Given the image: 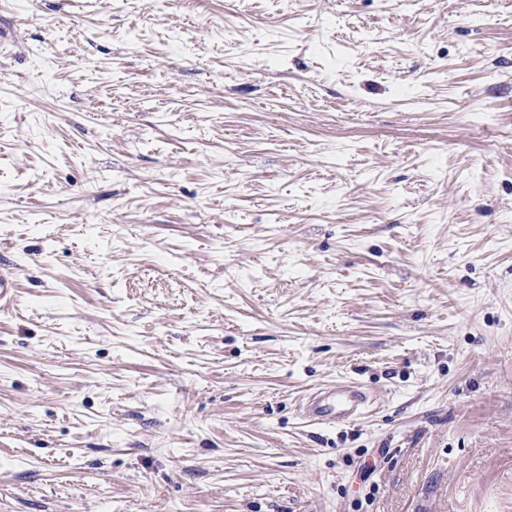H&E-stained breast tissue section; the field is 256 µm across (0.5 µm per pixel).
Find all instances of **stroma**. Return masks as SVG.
<instances>
[{"label": "stroma", "instance_id": "1", "mask_svg": "<svg viewBox=\"0 0 512 512\" xmlns=\"http://www.w3.org/2000/svg\"><path fill=\"white\" fill-rule=\"evenodd\" d=\"M1 271L0 512H512V0H0ZM370 391L356 383H337L310 395L303 414L317 424L349 423L356 421L369 407Z\"/></svg>", "mask_w": 512, "mask_h": 512}]
</instances>
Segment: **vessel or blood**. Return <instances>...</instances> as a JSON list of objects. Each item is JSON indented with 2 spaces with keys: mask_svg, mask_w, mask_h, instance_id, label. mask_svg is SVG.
<instances>
[{
  "mask_svg": "<svg viewBox=\"0 0 512 512\" xmlns=\"http://www.w3.org/2000/svg\"><path fill=\"white\" fill-rule=\"evenodd\" d=\"M370 399V391L362 385L339 383L312 393L303 407V413L318 424L349 423L365 413Z\"/></svg>",
  "mask_w": 512,
  "mask_h": 512,
  "instance_id": "vessel-or-blood-1",
  "label": "vessel or blood"
}]
</instances>
